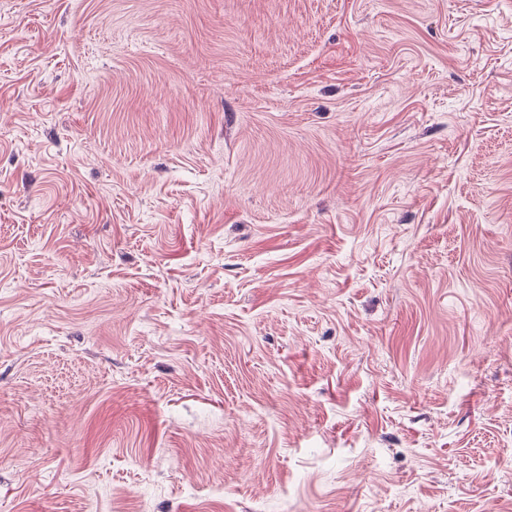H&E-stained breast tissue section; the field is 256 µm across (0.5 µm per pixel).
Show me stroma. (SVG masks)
<instances>
[{
	"label": "stroma",
	"instance_id": "obj_1",
	"mask_svg": "<svg viewBox=\"0 0 512 512\" xmlns=\"http://www.w3.org/2000/svg\"><path fill=\"white\" fill-rule=\"evenodd\" d=\"M0 512H512V0H0Z\"/></svg>",
	"mask_w": 512,
	"mask_h": 512
}]
</instances>
